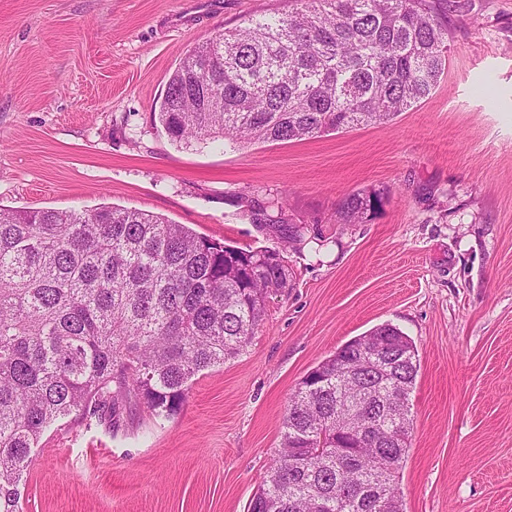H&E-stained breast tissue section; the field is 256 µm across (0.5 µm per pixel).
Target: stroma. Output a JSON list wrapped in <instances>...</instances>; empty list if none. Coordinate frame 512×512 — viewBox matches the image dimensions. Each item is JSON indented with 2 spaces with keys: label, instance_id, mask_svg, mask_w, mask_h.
<instances>
[{
  "label": "stroma",
  "instance_id": "35a3bbf8",
  "mask_svg": "<svg viewBox=\"0 0 512 512\" xmlns=\"http://www.w3.org/2000/svg\"><path fill=\"white\" fill-rule=\"evenodd\" d=\"M288 0H0V207L137 208L240 248L282 250L239 357L170 419L60 422L23 512H247L288 398L338 348L390 323L415 343L404 512H512V0H449L448 74L386 125L230 148L157 120L196 44ZM388 190L364 224L347 195ZM278 201L301 249L235 202Z\"/></svg>",
  "mask_w": 512,
  "mask_h": 512
}]
</instances>
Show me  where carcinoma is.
<instances>
[{"instance_id":"1","label":"carcinoma","mask_w":512,"mask_h":512,"mask_svg":"<svg viewBox=\"0 0 512 512\" xmlns=\"http://www.w3.org/2000/svg\"><path fill=\"white\" fill-rule=\"evenodd\" d=\"M446 71L448 0H294L192 48L158 120L186 145L302 140L389 122ZM382 196L349 195L339 222H368ZM249 211L257 227L304 240L274 203ZM289 282L276 250L142 210L0 208V512H22L51 426L117 430L132 408L176 415L194 378L247 347ZM419 368L412 340L382 324L308 372L248 512H403Z\"/></svg>"}]
</instances>
